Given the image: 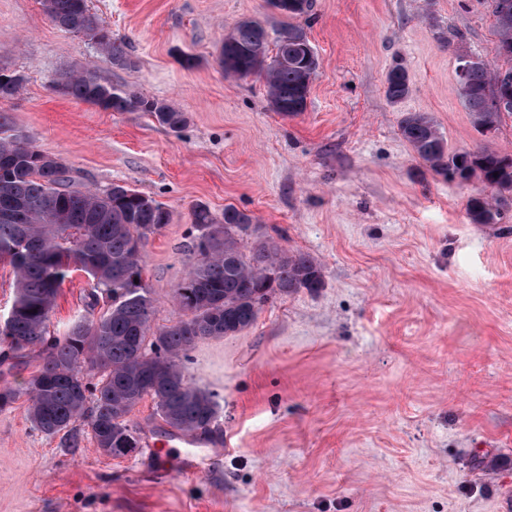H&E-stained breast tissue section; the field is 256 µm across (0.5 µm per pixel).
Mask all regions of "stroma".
<instances>
[{"label": "stroma", "mask_w": 512, "mask_h": 512, "mask_svg": "<svg viewBox=\"0 0 512 512\" xmlns=\"http://www.w3.org/2000/svg\"><path fill=\"white\" fill-rule=\"evenodd\" d=\"M88 5L131 66L59 30L40 0H0V67L26 78L0 113L77 188L119 183L169 212L143 251L152 329L183 317L173 290L195 258L197 204L251 214L243 250L271 239L307 254L325 286L190 351L189 381L221 404L196 440L218 464L181 473L180 433L151 398L128 415L139 448L113 458L86 423L75 448L39 431L22 397L0 410V512H498L512 492V210L471 223L467 201L484 185L437 175L399 130L403 113L427 112L449 150L512 152L511 118L475 131L448 42L463 33L468 53L504 66L490 0H314L299 23L319 67L295 117L272 110L262 77L220 64L225 27H279L267 0ZM397 63L411 91L393 105L384 80ZM82 70L165 101L185 124L64 95L63 75ZM93 290L72 270L49 331L99 316Z\"/></svg>", "instance_id": "stroma-1"}]
</instances>
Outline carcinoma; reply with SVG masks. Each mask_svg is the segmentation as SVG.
<instances>
[{"instance_id": "obj_1", "label": "carcinoma", "mask_w": 512, "mask_h": 512, "mask_svg": "<svg viewBox=\"0 0 512 512\" xmlns=\"http://www.w3.org/2000/svg\"><path fill=\"white\" fill-rule=\"evenodd\" d=\"M288 18L309 15L313 0H282ZM498 54L509 66L491 69L470 63L460 94L472 124L482 135L512 118V0H491ZM49 20L76 36L95 37L112 65L131 64L126 45L90 12L88 0H42ZM305 29L283 24L269 49L268 33L258 18H242L224 33L220 61L224 73L265 78L273 111L284 117L306 110L310 85L319 67L309 51ZM24 77L0 79V99L16 96ZM60 90L80 102L114 112H147L173 131L185 116L164 101L147 98L125 86L101 82L91 71L65 75ZM410 92L406 69L395 64L385 78L392 103ZM399 128L414 153L431 170L451 180H480L491 194L468 199L473 224H499L512 198V154L488 147L448 151L437 124L427 112L403 113ZM38 149L0 117V208H22L25 222L0 218V258L9 259L16 276L12 311L0 323V359L37 352L38 369L23 390L0 387V409L28 397L27 417L46 435L64 431L75 440L76 423L87 422L95 448L121 456L139 447L140 437L127 416L145 397L160 417L187 435H208L219 413L216 396L188 382L183 360L201 339L233 336L256 321L261 308L277 296L324 287L321 266L310 256L289 252L269 240L242 251L241 235L253 216L228 205L222 220L209 209L192 210L195 262L174 288L186 312L176 324L149 334L152 303L143 284L142 254L148 235L169 223L168 211L150 197L114 184L99 193L71 184L60 159L53 170L39 166ZM66 214L68 223L52 216ZM73 263L105 294L106 310L95 320H80L61 336L47 331L59 288L68 275L62 258Z\"/></svg>"}]
</instances>
